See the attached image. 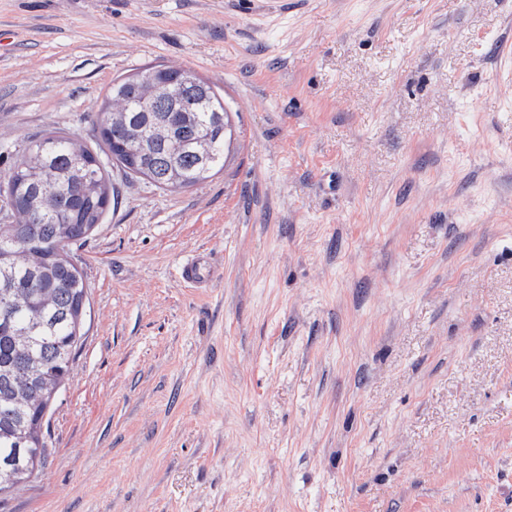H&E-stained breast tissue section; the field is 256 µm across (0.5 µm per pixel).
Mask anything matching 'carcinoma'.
<instances>
[{
    "instance_id": "cac0c4a2",
    "label": "carcinoma",
    "mask_w": 512,
    "mask_h": 512,
    "mask_svg": "<svg viewBox=\"0 0 512 512\" xmlns=\"http://www.w3.org/2000/svg\"><path fill=\"white\" fill-rule=\"evenodd\" d=\"M100 144L63 134L32 143L7 177L13 221L0 224V492L28 482L48 448L43 413L69 379L82 345L87 289L66 248L101 223L112 202L106 158L162 189L224 169L232 136L224 96L193 70L146 67L112 83Z\"/></svg>"
}]
</instances>
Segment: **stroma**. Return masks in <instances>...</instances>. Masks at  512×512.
Returning <instances> with one entry per match:
<instances>
[{
  "mask_svg": "<svg viewBox=\"0 0 512 512\" xmlns=\"http://www.w3.org/2000/svg\"><path fill=\"white\" fill-rule=\"evenodd\" d=\"M0 31L2 177L96 146L146 66L233 124L190 188L108 165L50 454L0 512H512V0H0Z\"/></svg>",
  "mask_w": 512,
  "mask_h": 512,
  "instance_id": "stroma-1",
  "label": "stroma"
}]
</instances>
